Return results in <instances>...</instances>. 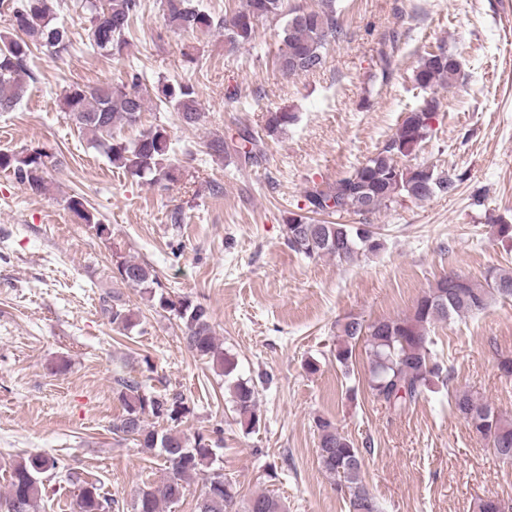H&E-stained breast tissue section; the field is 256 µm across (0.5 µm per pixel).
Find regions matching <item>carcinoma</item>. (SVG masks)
<instances>
[{
	"label": "carcinoma",
	"instance_id": "cac0c4a2",
	"mask_svg": "<svg viewBox=\"0 0 512 512\" xmlns=\"http://www.w3.org/2000/svg\"><path fill=\"white\" fill-rule=\"evenodd\" d=\"M165 27L173 32L205 33L218 27L224 30V43L233 50L250 43L259 18L287 15L281 31V47L275 66L287 75L310 73L324 64L323 49L327 38L342 35L336 0H318L315 9L288 7L287 0H244V8L228 18H216L196 0H161ZM88 12L85 28L89 46L111 56L122 54L127 37L141 10V0H84ZM11 36L0 34V112L13 111L27 93L26 68L31 46L40 45L59 57L71 47L68 29L57 22L50 0H19L11 6ZM458 61L444 49L430 50L421 56L413 74L418 88L432 91L453 84L459 76ZM160 103L178 112L183 122L196 124L201 119L197 93L188 83H160L156 87ZM65 110L80 133L101 147L109 161L128 175L151 183L174 182L179 166L170 157V136L161 126L151 127L125 140L112 134L123 123L136 126L147 103L142 78L131 76L126 84L75 86L63 97ZM438 109L435 96L406 113L396 133L374 156L358 165L349 175L332 186H313L305 191L307 214H291L286 220L288 247L307 259L330 255L349 262L362 252H376L382 242L371 224L319 223L311 215L331 212L337 216L373 214L401 198L424 201L435 193L453 195L459 179L439 175L428 167L406 168L398 158L410 155L431 128ZM294 116L287 111L270 112L264 130L273 135L290 124ZM261 138L244 129L228 138L209 142L210 153L222 156L233 151L244 166L258 162ZM60 159L44 150L32 152L0 151V171L13 175L16 182L34 193L46 190L45 174ZM68 208L100 237L110 235V228L91 211L83 197L73 195ZM122 283L142 288L149 300L172 313L185 327L187 348L201 358L216 363L224 380L230 382L234 411L248 433L260 422L256 387L247 380H231L237 368L236 358L223 351L217 342L208 309L186 298H173L156 292L159 285L152 267L132 259L116 262ZM493 296L512 298V267L491 269L482 282L455 274L440 278L422 295L413 312L405 317L382 319L368 325L350 319L337 325L335 358L349 368L353 344L363 342L370 368L366 379L370 395L386 409L397 413L422 398L433 384L448 383L451 367L438 360L431 346L429 327L435 321L465 317L485 310ZM116 328L129 331L138 325L136 315L116 298L106 308ZM119 397L123 414L112 423V432L131 438L141 448L158 451L170 476L158 487L144 486L134 500L133 512H164V507L184 497L187 486L198 477L204 484L196 499L195 512H284L281 499L263 492L242 500L240 485L223 473L217 449L211 440L198 433L191 437L174 431H158L146 426L144 415L178 422L189 413L185 399L146 394L133 379H120ZM453 413L461 416L472 430L487 440L494 454L512 462V420L492 410L490 403L469 390H459L448 400ZM319 432L318 463L322 470L338 479L340 489L349 494L352 512H377L374 499L364 482L362 449L326 418L315 420ZM59 468L56 458L36 454L22 457L11 466L9 491L0 496V512H37L47 496L45 474ZM78 485L75 506L78 512H114L119 501L101 492L93 481L67 473ZM243 510H237L238 505Z\"/></svg>",
	"mask_w": 512,
	"mask_h": 512
}]
</instances>
